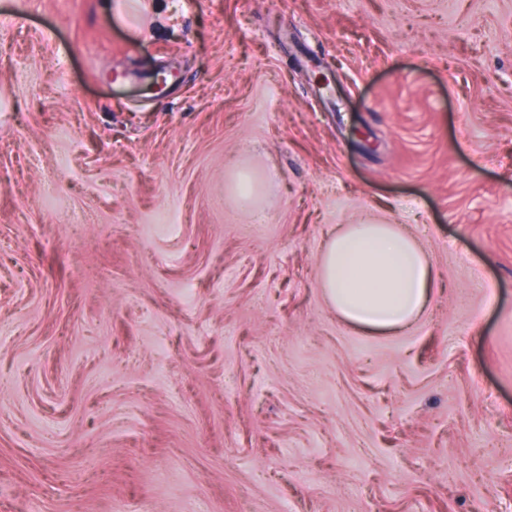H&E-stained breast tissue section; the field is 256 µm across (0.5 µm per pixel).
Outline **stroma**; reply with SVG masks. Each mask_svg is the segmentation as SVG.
Masks as SVG:
<instances>
[{
    "label": "stroma",
    "mask_w": 512,
    "mask_h": 512,
    "mask_svg": "<svg viewBox=\"0 0 512 512\" xmlns=\"http://www.w3.org/2000/svg\"><path fill=\"white\" fill-rule=\"evenodd\" d=\"M368 214L399 335L318 286ZM244 492L512 512V0H0V512ZM232 191L237 204L242 207H250L253 203L256 186L251 176L245 172H238L234 178ZM319 288L351 327L393 334L416 323L431 299L434 267L395 224L361 220L341 227L319 256Z\"/></svg>",
    "instance_id": "obj_1"
}]
</instances>
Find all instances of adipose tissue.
Segmentation results:
<instances>
[{"label": "adipose tissue", "instance_id": "adipose-tissue-1", "mask_svg": "<svg viewBox=\"0 0 512 512\" xmlns=\"http://www.w3.org/2000/svg\"><path fill=\"white\" fill-rule=\"evenodd\" d=\"M318 265L323 295L348 326L398 333L416 323L430 303L434 267L396 225L369 219L344 225Z\"/></svg>", "mask_w": 512, "mask_h": 512}]
</instances>
